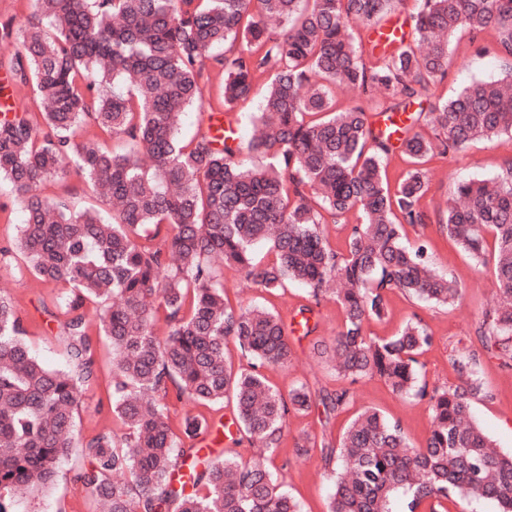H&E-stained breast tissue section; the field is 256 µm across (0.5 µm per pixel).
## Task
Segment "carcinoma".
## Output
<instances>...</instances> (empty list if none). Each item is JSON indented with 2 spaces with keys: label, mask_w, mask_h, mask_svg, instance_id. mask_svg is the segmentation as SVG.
Here are the masks:
<instances>
[{
  "label": "carcinoma",
  "mask_w": 512,
  "mask_h": 512,
  "mask_svg": "<svg viewBox=\"0 0 512 512\" xmlns=\"http://www.w3.org/2000/svg\"><path fill=\"white\" fill-rule=\"evenodd\" d=\"M395 2L405 0H34L26 26H0V67L32 92L0 117V183L25 212L16 246L26 269L61 286L66 336L64 367L44 365L12 298L0 293V512H20L79 447L89 464L75 481L107 512H302L264 458L202 460L183 447L209 423L187 417L174 435L167 400H232L237 431L272 453L290 412L342 410L365 377L428 401L429 433L413 448L400 423L359 412L336 447L321 446L324 460L336 461L328 512H447L455 499L512 512V453L471 412L482 392L476 354L454 359L458 383L430 389L419 378L418 356L433 342L425 326L408 322L387 338L366 330L386 314L393 290L437 306L462 298L425 246H408L404 235L428 221L421 201L430 157L512 134V0H415L410 30L363 43L354 23L383 35ZM459 30L473 41L495 32L508 75L432 105L431 133L414 130V116L384 131L361 106L335 109L333 88L343 87L395 100L384 114L406 111L448 75ZM216 74L229 117L266 79L258 138L222 143L202 119L189 141L178 137L182 114L204 106ZM110 80L127 93H107ZM86 123L123 146L76 139ZM246 150L266 163L245 165ZM395 150L412 168L392 188L385 164ZM73 175L108 198L110 214L40 192ZM355 208L362 222L347 227L337 250L321 226ZM438 224L476 265L493 264L500 300L478 335L507 365L512 159L496 178L458 181ZM258 242L269 244L265 262L253 257ZM226 263L268 294L294 282L317 305L336 300L343 318L329 355L348 386L313 392L302 384L284 395L270 385L262 368L292 359L288 328L265 308L225 302ZM88 302L100 306L112 347V413L126 430L119 440L108 431L82 443L76 434L75 410L98 372ZM160 315L164 336L155 330ZM230 341L251 369L227 362Z\"/></svg>",
  "instance_id": "carcinoma-1"
}]
</instances>
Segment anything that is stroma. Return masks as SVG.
I'll return each instance as SVG.
<instances>
[{
    "mask_svg": "<svg viewBox=\"0 0 512 512\" xmlns=\"http://www.w3.org/2000/svg\"><path fill=\"white\" fill-rule=\"evenodd\" d=\"M494 33H485L479 43H472L467 32L453 38V64L447 77L431 83L424 93L427 101L435 103L453 97L461 87L475 81H495L506 74L503 61L492 46ZM484 52H477V45ZM512 159V135L474 140L467 149L453 156H434L427 162L430 187L423 204L431 222L407 227L409 242L426 241L428 255L434 265L457 282L462 290L459 304L439 307L408 297L394 290L388 294L387 313L383 318L370 320L367 332L374 337L394 335L407 321L423 324L433 337L430 347L419 355L421 375L429 385L455 383L453 360L458 354L476 353L479 357L478 376L483 384L482 396L473 401L476 422L491 436L504 452H512V367L485 352L477 334L485 311L498 301L491 269L477 267L460 253L443 233L437 215L447 207L454 184L461 178L488 179L500 174L507 160ZM0 292L14 300L27 328L26 341L36 357L46 366L60 367L65 363V342L61 334L63 318L54 305L58 293L54 285L41 282L27 271L16 248L17 226L24 219L19 206L12 204L8 185L0 186ZM224 293L232 306L260 305L278 313L284 323H291L301 308L312 306L311 323L316 330L311 335L290 334L292 361L285 367H269L265 373L270 383L281 392L307 384L311 389L333 391L342 387L332 363L319 353L315 344L331 342L342 320L340 307L332 300L312 305L308 289L300 284L275 295L253 288L243 272L234 265L223 270ZM89 334L98 345V377L82 402L76 417V429L87 440L103 430L121 432L119 421L112 414V348L99 334L97 312L89 314ZM373 408L390 420L400 422L408 440L421 445L428 436L431 410L428 402H412L394 395L379 379H364L353 387V399L344 410L324 416L322 410L290 413L284 437L273 454H265L258 443L248 440L233 443L225 435H217L213 446L216 455H235L251 459L267 455L268 463L278 484L287 490L303 508V512H327L332 492V467L325 462L320 444L337 443L358 410ZM310 436L315 449L309 456L295 452L294 443L301 436ZM85 464L75 453L59 469L53 486L29 497L22 512H97L91 494L74 480L75 473Z\"/></svg>",
    "mask_w": 512,
    "mask_h": 512,
    "instance_id": "stroma-1",
    "label": "stroma"
}]
</instances>
